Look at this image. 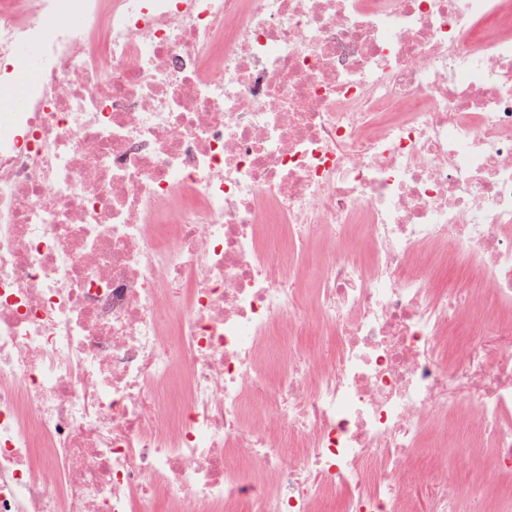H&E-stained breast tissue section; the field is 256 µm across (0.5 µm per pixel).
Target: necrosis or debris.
I'll return each instance as SVG.
<instances>
[{
	"label": "necrosis or debris",
	"mask_w": 512,
	"mask_h": 512,
	"mask_svg": "<svg viewBox=\"0 0 512 512\" xmlns=\"http://www.w3.org/2000/svg\"><path fill=\"white\" fill-rule=\"evenodd\" d=\"M17 89L0 512H512V0H0Z\"/></svg>",
	"instance_id": "4bbe7bcc"
}]
</instances>
